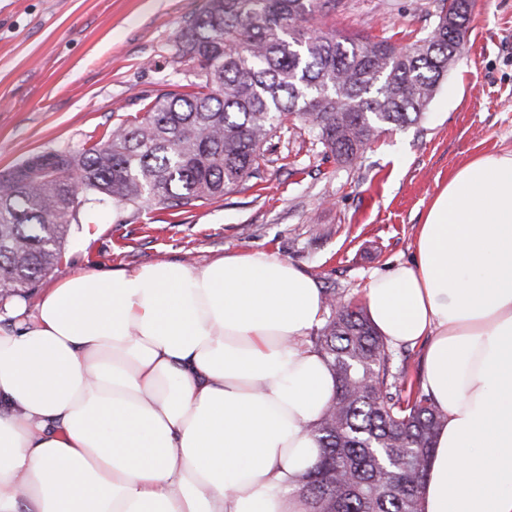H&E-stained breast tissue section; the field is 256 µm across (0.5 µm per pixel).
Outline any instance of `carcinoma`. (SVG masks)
<instances>
[{"mask_svg": "<svg viewBox=\"0 0 512 512\" xmlns=\"http://www.w3.org/2000/svg\"><path fill=\"white\" fill-rule=\"evenodd\" d=\"M439 2L431 26L399 47L328 27L345 0H206L185 20L172 60L192 80L142 96L139 112L78 152L36 153L0 173V304L31 294L99 212H187L260 178L267 144L291 125L353 167L382 134L418 123L464 50L474 7ZM326 304L310 341L336 394L312 427L321 455L296 492L311 512H420L443 414L393 366L361 306L335 288Z\"/></svg>", "mask_w": 512, "mask_h": 512, "instance_id": "carcinoma-1", "label": "carcinoma"}]
</instances>
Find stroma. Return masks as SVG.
Listing matches in <instances>:
<instances>
[{"label": "stroma", "mask_w": 512, "mask_h": 512, "mask_svg": "<svg viewBox=\"0 0 512 512\" xmlns=\"http://www.w3.org/2000/svg\"><path fill=\"white\" fill-rule=\"evenodd\" d=\"M206 0H0V172L40 151L76 152L185 83L171 57ZM434 0H352L337 30L406 44ZM512 150V0H477L463 55L421 122L383 135L356 167L313 150L306 131L276 143L260 178L185 213L113 210L83 225L46 288L79 270L159 261L204 265L267 251L362 302L370 275L411 261L438 190L467 161Z\"/></svg>", "instance_id": "obj_1"}]
</instances>
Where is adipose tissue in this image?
<instances>
[{
  "label": "adipose tissue",
  "instance_id": "ef3b65f1",
  "mask_svg": "<svg viewBox=\"0 0 512 512\" xmlns=\"http://www.w3.org/2000/svg\"><path fill=\"white\" fill-rule=\"evenodd\" d=\"M364 306L428 337L444 423L422 512H512V151L457 169ZM313 277L270 252L80 270L0 330V512H309L336 392Z\"/></svg>",
  "mask_w": 512,
  "mask_h": 512
}]
</instances>
